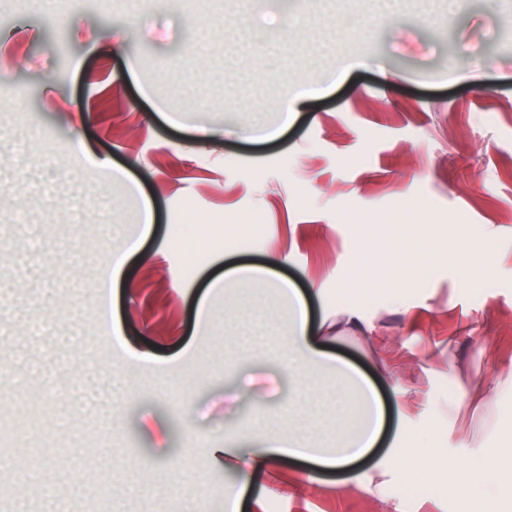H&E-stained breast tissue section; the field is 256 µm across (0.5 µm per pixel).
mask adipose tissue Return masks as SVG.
Masks as SVG:
<instances>
[{
    "mask_svg": "<svg viewBox=\"0 0 512 512\" xmlns=\"http://www.w3.org/2000/svg\"><path fill=\"white\" fill-rule=\"evenodd\" d=\"M388 228L387 252L364 259L365 265L379 267L385 274L397 269H412L418 251L427 245L436 231L435 225L417 224L412 233H405L402 222L396 217L389 220ZM239 283L274 285L286 302L288 321L282 336L284 345L293 353L288 361V379L295 394L291 408L296 412L305 411L313 392L315 368L327 364L337 381L335 391L329 394L326 402L327 408L336 415V425L329 433L331 448L327 451L313 448L297 437L261 433L257 449L251 455L241 454L234 448L224 449L225 471L248 473L285 457L291 463L294 478H302L304 466L317 464L335 470V488L345 491L357 485L379 493L383 490L379 477L393 471L407 483L423 472L426 461L441 457L443 438L439 431L430 428L416 433L410 420L405 419L400 423V437L421 436L422 447H394L368 469L347 472V465L367 456L380 435L383 414L373 387L341 359L325 362L322 352L312 341L315 329L310 323L305 300L288 279L273 278L271 269L265 265L237 264L228 268L224 275L212 279L208 290L215 293ZM475 399L488 408L511 400L512 366L496 367L491 377L459 385L456 406ZM449 465L459 475L451 489L456 512H477L481 499L512 493V442L498 448L481 449L472 461L450 460Z\"/></svg>",
    "mask_w": 512,
    "mask_h": 512,
    "instance_id": "obj_1",
    "label": "adipose tissue"
}]
</instances>
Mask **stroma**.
Wrapping results in <instances>:
<instances>
[{"mask_svg":"<svg viewBox=\"0 0 512 512\" xmlns=\"http://www.w3.org/2000/svg\"><path fill=\"white\" fill-rule=\"evenodd\" d=\"M336 83L276 139L295 79ZM85 152H77L76 144ZM130 170L140 194L105 182L89 155ZM155 222L118 288L116 333L98 336L108 254ZM404 211L458 246L484 242L512 266V0H0V425L12 451L0 512H224V487L267 488L269 512H455L449 458L491 447L486 411H455L456 381L512 362V277L463 283L420 261L389 293L337 296L364 227ZM281 266L305 294L319 348L380 392L383 457L401 416L439 428L447 457L401 501L285 465L231 476L209 451L265 427L326 444L321 406L288 409L287 317L205 284L232 260ZM206 316H199L202 301ZM478 321L480 338L461 321ZM148 360L134 364L124 351ZM69 365L77 385L36 400ZM112 372L122 418L96 401ZM263 392L248 401L241 380Z\"/></svg>","mask_w":512,"mask_h":512,"instance_id":"35a3bbf8","label":"stroma"}]
</instances>
